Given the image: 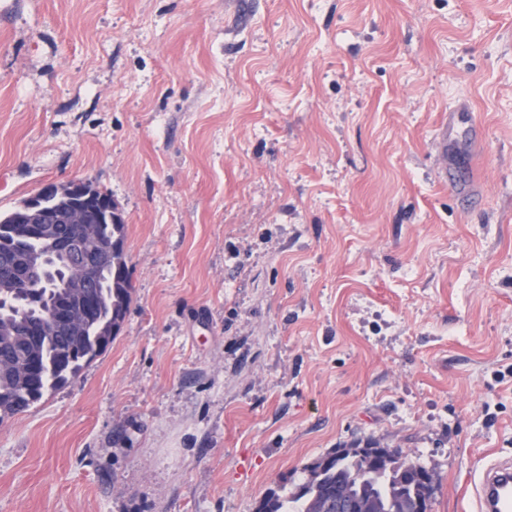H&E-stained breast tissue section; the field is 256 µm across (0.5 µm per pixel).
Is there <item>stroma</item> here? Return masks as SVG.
I'll return each instance as SVG.
<instances>
[{
	"instance_id": "1",
	"label": "stroma",
	"mask_w": 512,
	"mask_h": 512,
	"mask_svg": "<svg viewBox=\"0 0 512 512\" xmlns=\"http://www.w3.org/2000/svg\"><path fill=\"white\" fill-rule=\"evenodd\" d=\"M73 181L132 301L0 422V512H254L369 442L470 512L512 455V0H0V213ZM439 142L436 145V159L438 161V168L440 169L442 182L454 185L458 182L454 172L459 170L456 167H448V124L444 123L438 131Z\"/></svg>"
}]
</instances>
